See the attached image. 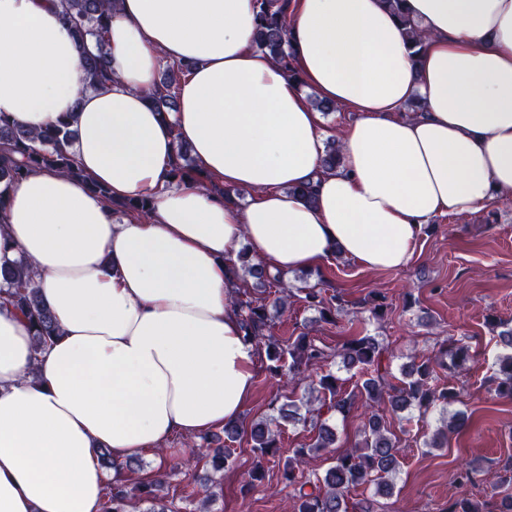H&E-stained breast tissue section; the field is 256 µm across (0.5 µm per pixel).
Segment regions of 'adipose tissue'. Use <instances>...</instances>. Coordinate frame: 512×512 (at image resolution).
<instances>
[{"label":"adipose tissue","instance_id":"1","mask_svg":"<svg viewBox=\"0 0 512 512\" xmlns=\"http://www.w3.org/2000/svg\"><path fill=\"white\" fill-rule=\"evenodd\" d=\"M57 2L0 0V116L69 122L103 190L42 168L5 191L0 265L33 264L60 334L35 353L0 300V512H102L129 458L238 419L257 368L230 302L242 242L284 271L334 257L398 270L438 218L512 199V0H403L399 15L388 0H291L295 79L254 43L256 0H117L98 90ZM407 19L426 35L417 56ZM168 64L177 109L162 114ZM313 97L355 114L332 170ZM128 199L149 214H117ZM178 69L174 66L167 67L159 80L157 89L153 95V103L158 112H171L175 108L176 95L174 83Z\"/></svg>","mask_w":512,"mask_h":512}]
</instances>
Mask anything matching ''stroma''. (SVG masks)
I'll return each mask as SVG.
<instances>
[{"mask_svg": "<svg viewBox=\"0 0 512 512\" xmlns=\"http://www.w3.org/2000/svg\"><path fill=\"white\" fill-rule=\"evenodd\" d=\"M285 278L300 288L322 283L342 295L347 311L336 323L318 322L314 311L291 298L276 321V336L306 332L332 351L356 331L367 330L388 345L393 356L390 371L396 378L410 356H435L438 342L451 336L464 339L474 356L459 374L436 373L438 384L460 388L459 408L472 422L465 433L450 436L444 447L426 445L439 425L436 416L409 421L379 403L404 453L394 494L381 500L377 512H439L461 493L456 481L461 465L493 471L512 458V400L498 397L489 383L502 348L487 323L491 317L512 322V199L493 201L477 215L440 218L425 229L404 268L371 271L336 259L316 269L286 273ZM376 293L388 304L384 319L357 317V310ZM278 392L277 377L260 365L240 416L243 424L269 416ZM313 437L310 426H282L279 463L270 464L264 484L245 495L239 473L251 467L254 454L248 436H241L232 445L236 467L221 475L213 512H292L293 490L281 482L279 464L293 449L308 447ZM196 442L193 436L177 437L141 452L134 469L125 471V483L132 487L164 475L165 490L178 512H199L200 498L192 490L210 468L192 458Z\"/></svg>", "mask_w": 512, "mask_h": 512, "instance_id": "35a3bbf8", "label": "stroma"}]
</instances>
